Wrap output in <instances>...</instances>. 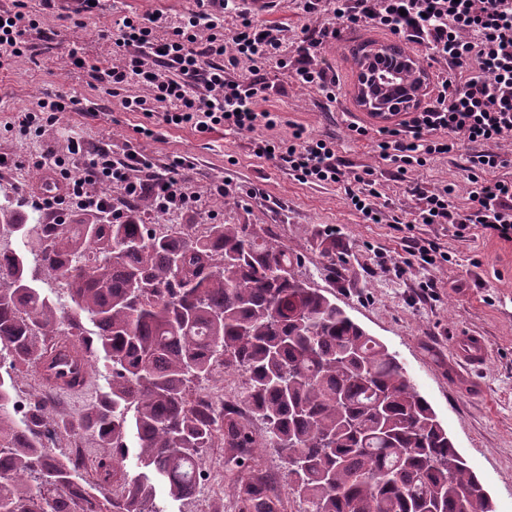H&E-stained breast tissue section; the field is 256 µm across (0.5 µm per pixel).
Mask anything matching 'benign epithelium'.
<instances>
[{
  "label": "benign epithelium",
  "mask_w": 512,
  "mask_h": 512,
  "mask_svg": "<svg viewBox=\"0 0 512 512\" xmlns=\"http://www.w3.org/2000/svg\"><path fill=\"white\" fill-rule=\"evenodd\" d=\"M429 77L417 65V57L393 60L378 43L357 60L355 96L362 108L382 117L424 105Z\"/></svg>",
  "instance_id": "obj_1"
}]
</instances>
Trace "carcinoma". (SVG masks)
I'll list each match as a JSON object with an SVG mask.
<instances>
[{"mask_svg":"<svg viewBox=\"0 0 512 512\" xmlns=\"http://www.w3.org/2000/svg\"><path fill=\"white\" fill-rule=\"evenodd\" d=\"M34 227L37 246L0 250V512H167L158 490L192 497L217 444L238 512H281L249 465L257 441L239 404L192 396L217 366L244 378L300 512H492L397 357L310 286L297 248L271 230L198 232L175 217L157 229L139 212L31 224L0 206V235ZM42 273L66 288L70 310L37 285ZM100 359L106 391L77 419L55 420L49 394L82 388ZM33 367L43 391L16 419L10 382ZM62 432L111 449L93 483L53 451Z\"/></svg>","mask_w":512,"mask_h":512,"instance_id":"carcinoma-1","label":"carcinoma"}]
</instances>
